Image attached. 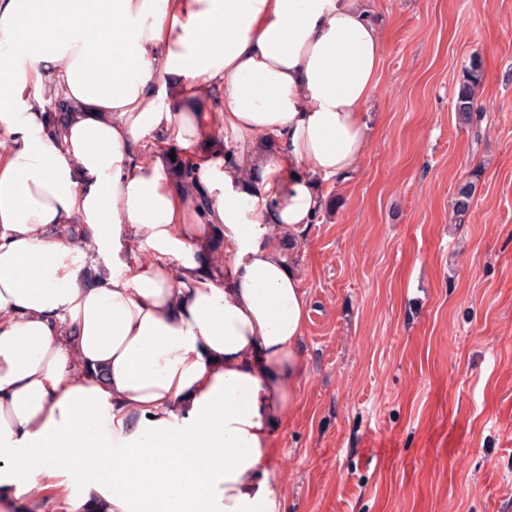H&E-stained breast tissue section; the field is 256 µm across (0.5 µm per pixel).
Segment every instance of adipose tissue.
<instances>
[{"instance_id": "1", "label": "adipose tissue", "mask_w": 512, "mask_h": 512, "mask_svg": "<svg viewBox=\"0 0 512 512\" xmlns=\"http://www.w3.org/2000/svg\"><path fill=\"white\" fill-rule=\"evenodd\" d=\"M383 50L367 0H0V505L97 456L66 512H283L284 244L361 161Z\"/></svg>"}]
</instances>
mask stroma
<instances>
[{
    "mask_svg": "<svg viewBox=\"0 0 512 512\" xmlns=\"http://www.w3.org/2000/svg\"><path fill=\"white\" fill-rule=\"evenodd\" d=\"M370 8L372 136L295 252L309 319L274 459L285 512H512V0ZM475 55L476 139L454 111Z\"/></svg>",
    "mask_w": 512,
    "mask_h": 512,
    "instance_id": "stroma-1",
    "label": "stroma"
}]
</instances>
